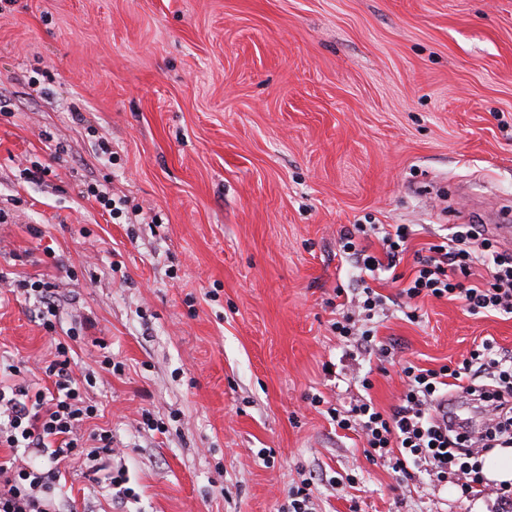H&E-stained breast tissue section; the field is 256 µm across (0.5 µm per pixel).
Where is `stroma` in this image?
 Wrapping results in <instances>:
<instances>
[{
	"label": "stroma",
	"instance_id": "35a3bbf8",
	"mask_svg": "<svg viewBox=\"0 0 512 512\" xmlns=\"http://www.w3.org/2000/svg\"><path fill=\"white\" fill-rule=\"evenodd\" d=\"M477 198L512 212V0H0V384L48 386L66 343L95 369L83 431L117 446L67 458L53 498L117 512L124 469L129 512H279L313 473L316 512H490L495 484L402 483L313 403L404 389L331 329L342 234L412 225L407 278ZM371 286L378 341L422 367L512 351V316L426 297L411 321Z\"/></svg>",
	"mask_w": 512,
	"mask_h": 512
}]
</instances>
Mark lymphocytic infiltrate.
Here are the masks:
<instances>
[{
  "mask_svg": "<svg viewBox=\"0 0 512 512\" xmlns=\"http://www.w3.org/2000/svg\"><path fill=\"white\" fill-rule=\"evenodd\" d=\"M412 234L407 224H357L343 233L340 248L359 269H392ZM370 235L381 241L382 256L368 254L362 246V238ZM478 264L487 267L489 278L478 286L468 284ZM400 294L410 300L458 299L474 314L512 315V255L499 253L477 225H460L450 241L430 245L427 255L418 256L414 275L403 283ZM385 305L382 294L363 287L352 312L333 322L332 328L359 348L391 358V350L377 344L370 326ZM68 352V347L59 346V361L46 369L54 379L53 392L0 387V447L38 448L53 462L52 467L35 470L16 457L1 461L0 512H61L49 494L57 478L56 464L75 452L93 460L112 450L111 432L83 431L98 408L87 397L90 372L74 373ZM400 367L404 391L390 412L366 400L347 408L328 405L327 415L337 428L359 434L367 455L386 460L404 480L423 472L437 482H451L462 496H470L484 481V452L512 447V352L486 339L455 367L423 368L408 360L401 361ZM456 382L461 385V398L482 411L481 427L438 420L437 410Z\"/></svg>",
  "mask_w": 512,
  "mask_h": 512,
  "instance_id": "f902f5d3",
  "label": "lymphocytic infiltrate"
}]
</instances>
